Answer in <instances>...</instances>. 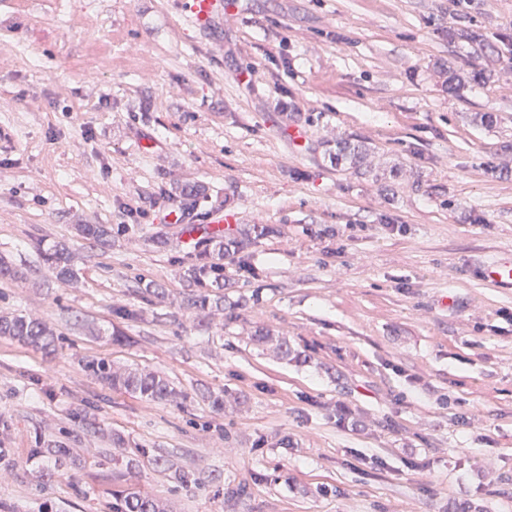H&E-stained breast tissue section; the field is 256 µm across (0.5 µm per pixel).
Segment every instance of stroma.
I'll return each mask as SVG.
<instances>
[{"label": "stroma", "mask_w": 512, "mask_h": 512, "mask_svg": "<svg viewBox=\"0 0 512 512\" xmlns=\"http://www.w3.org/2000/svg\"><path fill=\"white\" fill-rule=\"evenodd\" d=\"M235 2L0 0V512H512V0ZM189 11L195 25L212 24L216 19H224V2L222 0H190ZM44 259L57 271L61 279H71L76 276L75 269L71 266L69 247L65 243L55 245L44 253ZM483 278L493 287H512V260L488 263L483 269ZM0 336L47 350L54 342L53 334L37 318L0 315ZM83 368L111 388L139 394L149 401H165L176 394L170 383L159 375L138 370L113 372L112 366L104 359H89ZM115 512H161L154 500L136 493H128L120 498Z\"/></svg>", "instance_id": "stroma-1"}]
</instances>
